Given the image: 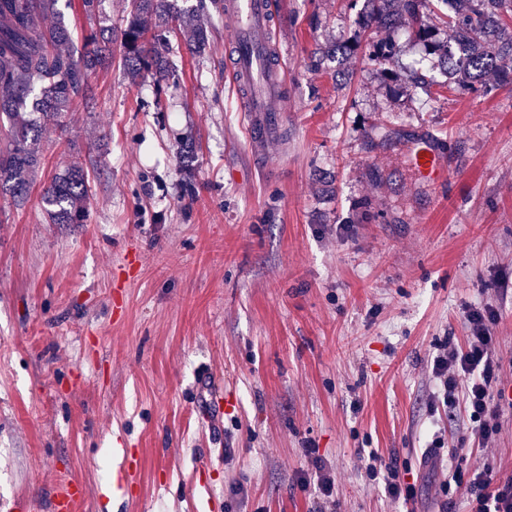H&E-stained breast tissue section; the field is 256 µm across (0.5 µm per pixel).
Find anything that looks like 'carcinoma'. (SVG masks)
Wrapping results in <instances>:
<instances>
[{
    "label": "carcinoma",
    "mask_w": 512,
    "mask_h": 512,
    "mask_svg": "<svg viewBox=\"0 0 512 512\" xmlns=\"http://www.w3.org/2000/svg\"><path fill=\"white\" fill-rule=\"evenodd\" d=\"M59 0H0V194L22 205L40 166L39 141L47 126L64 127V118L92 108L90 74L106 59L112 29L92 30L77 42ZM178 0H131L121 43L123 66L136 78L149 76L157 85L176 86L179 71L172 56L171 33L183 24L188 50L199 52L209 44L201 16L224 14V0H196L176 11ZM448 44L439 45L430 21L431 0H367L363 35H355L337 49L348 58L362 40L372 57L390 62L398 52L391 40L379 38V29L402 24L428 51L439 52L438 63L448 83L463 91L488 90V83L506 76L512 62V0H451ZM409 81L427 88L434 80L429 68L410 71ZM88 179L75 163L54 176L42 201L52 224L83 223V201Z\"/></svg>",
    "instance_id": "1"
}]
</instances>
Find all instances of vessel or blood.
<instances>
[{
	"label": "vessel or blood",
	"instance_id": "vessel-or-blood-1",
	"mask_svg": "<svg viewBox=\"0 0 512 512\" xmlns=\"http://www.w3.org/2000/svg\"><path fill=\"white\" fill-rule=\"evenodd\" d=\"M224 18L229 21L228 42L234 53L231 65L234 81L245 113L249 143L259 148L279 124V103L287 89L284 61L267 67L269 36L275 22L272 0H224ZM436 136L411 141L410 164L415 174L434 185L448 183V162ZM87 496L86 485L77 478L57 487L52 512H74L77 502Z\"/></svg>",
	"mask_w": 512,
	"mask_h": 512
}]
</instances>
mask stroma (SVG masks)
<instances>
[{"mask_svg": "<svg viewBox=\"0 0 512 512\" xmlns=\"http://www.w3.org/2000/svg\"><path fill=\"white\" fill-rule=\"evenodd\" d=\"M276 3L286 122L258 153L212 15L208 51L175 58L179 89L117 58L93 72L92 109L44 136L24 205L0 198V512H51L71 477L76 512H309L313 455L337 512H405L365 449L405 464L414 512H468L446 469L512 478V408L491 449L429 408L431 355L464 343L474 306L498 312L512 397V83L411 87L424 48L399 28L382 33L398 64L359 52L337 85L310 58L357 31L350 0ZM414 131L443 138L449 191L410 169ZM75 160L85 221L47 223L42 189ZM215 386L232 403L216 421ZM87 496L86 485L77 478H70L57 487L52 501V512H73L77 502Z\"/></svg>", "mask_w": 512, "mask_h": 512, "instance_id": "stroma-1", "label": "stroma"}]
</instances>
